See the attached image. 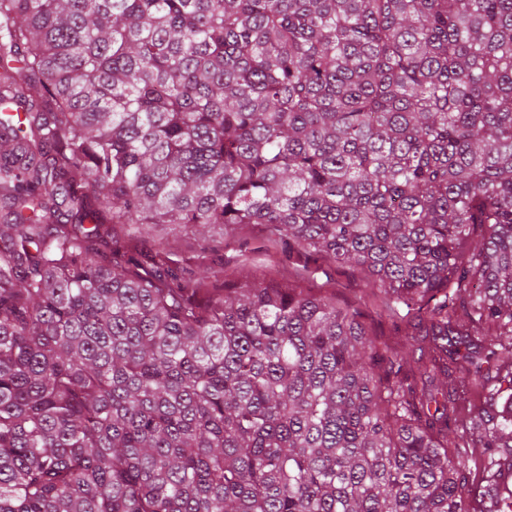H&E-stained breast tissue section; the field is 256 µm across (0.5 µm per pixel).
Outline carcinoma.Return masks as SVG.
I'll return each instance as SVG.
<instances>
[{
  "label": "carcinoma",
  "mask_w": 512,
  "mask_h": 512,
  "mask_svg": "<svg viewBox=\"0 0 512 512\" xmlns=\"http://www.w3.org/2000/svg\"><path fill=\"white\" fill-rule=\"evenodd\" d=\"M504 465L512 0H0V512H512ZM207 242L203 236L191 234L180 240L172 257L175 265L184 268L187 273L199 275L203 269L201 260L196 256H205L207 261L219 262L224 260V269L228 273H240L262 277L268 271L280 269L286 273L288 269V253L279 245L271 244L260 233H254L239 242L224 245V250L207 252L204 250ZM311 269H317L309 282L304 284L307 288H338L341 298L345 301L358 304L360 292L358 288H363L359 276L356 272L348 268L336 267L324 263L321 260L311 259L308 263Z\"/></svg>",
  "instance_id": "obj_1"
}]
</instances>
